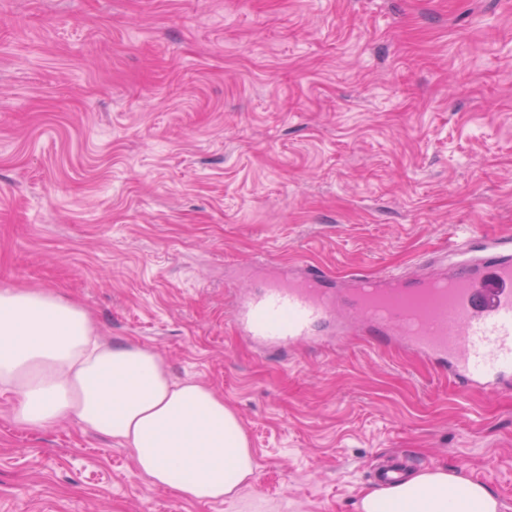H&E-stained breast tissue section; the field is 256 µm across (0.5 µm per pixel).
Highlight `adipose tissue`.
Returning <instances> with one entry per match:
<instances>
[{
	"instance_id": "ef3b65f1",
	"label": "adipose tissue",
	"mask_w": 512,
	"mask_h": 512,
	"mask_svg": "<svg viewBox=\"0 0 512 512\" xmlns=\"http://www.w3.org/2000/svg\"><path fill=\"white\" fill-rule=\"evenodd\" d=\"M0 398L15 423L71 421L130 448L137 470L191 501L237 493L255 470L222 396L174 380L164 358L99 333L84 308L50 291L0 288ZM360 512H500L480 482L436 468L366 493Z\"/></svg>"
}]
</instances>
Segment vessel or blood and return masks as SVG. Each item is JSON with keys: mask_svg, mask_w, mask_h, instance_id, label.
Returning a JSON list of instances; mask_svg holds the SVG:
<instances>
[{"mask_svg": "<svg viewBox=\"0 0 512 512\" xmlns=\"http://www.w3.org/2000/svg\"><path fill=\"white\" fill-rule=\"evenodd\" d=\"M450 272L415 277L355 274L350 288H334L317 267L273 278L237 294L229 322L259 349L317 341V330L361 331L431 363L464 392L512 389V238L487 240L474 253L471 238H449Z\"/></svg>", "mask_w": 512, "mask_h": 512, "instance_id": "obj_1", "label": "vessel or blood"}]
</instances>
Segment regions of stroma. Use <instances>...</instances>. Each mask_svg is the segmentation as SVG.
Here are the masks:
<instances>
[{
    "label": "stroma",
    "mask_w": 512,
    "mask_h": 512,
    "mask_svg": "<svg viewBox=\"0 0 512 512\" xmlns=\"http://www.w3.org/2000/svg\"><path fill=\"white\" fill-rule=\"evenodd\" d=\"M512 235V0H0V288L88 309L224 398L257 464L188 501L0 399V512H359L410 454L512 512V392L351 335L258 356L257 256L334 281Z\"/></svg>",
    "instance_id": "obj_1"
}]
</instances>
